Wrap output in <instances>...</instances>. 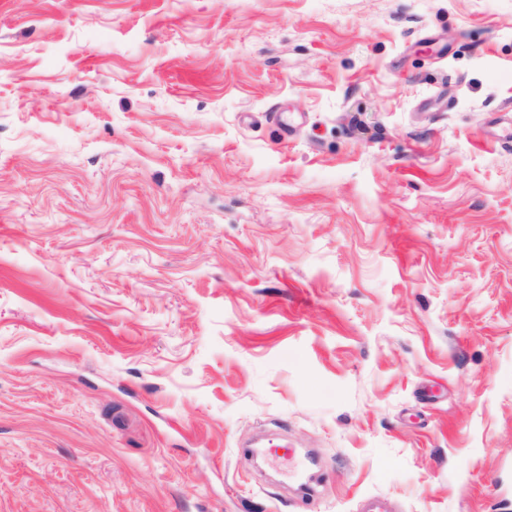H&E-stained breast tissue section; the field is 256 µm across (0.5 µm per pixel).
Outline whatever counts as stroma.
<instances>
[{
    "label": "stroma",
    "mask_w": 512,
    "mask_h": 512,
    "mask_svg": "<svg viewBox=\"0 0 512 512\" xmlns=\"http://www.w3.org/2000/svg\"><path fill=\"white\" fill-rule=\"evenodd\" d=\"M511 130L512 0H0V512H512Z\"/></svg>",
    "instance_id": "obj_1"
}]
</instances>
